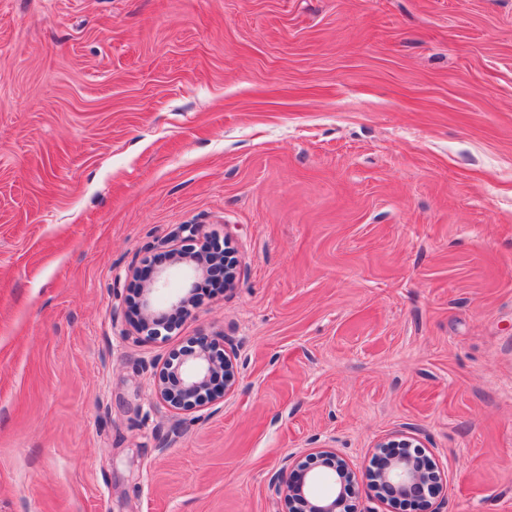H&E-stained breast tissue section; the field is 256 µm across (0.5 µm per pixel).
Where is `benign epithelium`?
<instances>
[{
  "label": "benign epithelium",
  "mask_w": 512,
  "mask_h": 512,
  "mask_svg": "<svg viewBox=\"0 0 512 512\" xmlns=\"http://www.w3.org/2000/svg\"><path fill=\"white\" fill-rule=\"evenodd\" d=\"M161 305L150 288L142 295L139 304V318L136 328L140 332H152ZM234 356L226 353L216 360L208 342H203L191 357L180 360L175 367L176 379L163 382L156 391L157 398L175 410H183L205 399L217 397L211 388V381L219 379L223 392L232 390L237 378L234 370ZM395 447L391 440H383L375 447V469L370 472L371 486L380 500L389 502L396 496L415 495L422 503L420 512H434L432 500L444 490L443 476L434 465L428 468L419 466L411 452L412 442L405 441V451L391 454L388 449ZM330 463L328 476L333 484L332 494L317 497L312 486L318 474L306 469L285 477L278 472L272 483L276 494L283 496L288 503L285 512H350L349 501L358 493L355 473L344 459L328 450L322 451Z\"/></svg>",
  "instance_id": "7a95c632"
}]
</instances>
